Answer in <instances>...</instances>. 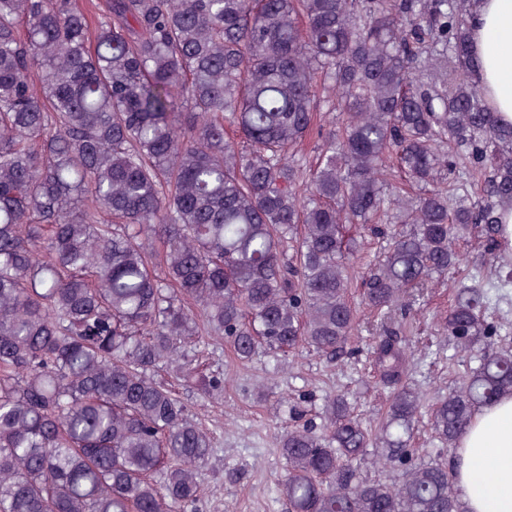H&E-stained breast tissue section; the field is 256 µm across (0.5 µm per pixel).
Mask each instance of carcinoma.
<instances>
[{
  "instance_id": "1",
  "label": "carcinoma",
  "mask_w": 512,
  "mask_h": 512,
  "mask_svg": "<svg viewBox=\"0 0 512 512\" xmlns=\"http://www.w3.org/2000/svg\"><path fill=\"white\" fill-rule=\"evenodd\" d=\"M0 0V512H188L210 435L163 368L224 389L189 353L304 345L335 362L358 317L343 225L388 239L363 283L381 320L460 264L502 256L512 125L472 78L471 0ZM320 112H337L324 125ZM313 165L300 147L313 129ZM484 173L464 202L459 161ZM164 250L156 253L153 242ZM448 341L480 364L429 409L450 448L512 397V326L456 285ZM391 483L342 395L326 431L281 441L288 512H466L450 461L414 459L422 395L392 331L374 341ZM453 246L462 252L463 261L460 270L455 277L474 272L475 269L482 268L487 274L489 270L490 255L485 246L483 238L479 236L477 230L473 229L469 234L454 241Z\"/></svg>"
}]
</instances>
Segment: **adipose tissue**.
I'll return each instance as SVG.
<instances>
[{
  "mask_svg": "<svg viewBox=\"0 0 512 512\" xmlns=\"http://www.w3.org/2000/svg\"><path fill=\"white\" fill-rule=\"evenodd\" d=\"M469 31L475 80L499 124H512V0H475ZM455 466L468 512H512V398L474 417Z\"/></svg>",
  "mask_w": 512,
  "mask_h": 512,
  "instance_id": "adipose-tissue-1",
  "label": "adipose tissue"
}]
</instances>
